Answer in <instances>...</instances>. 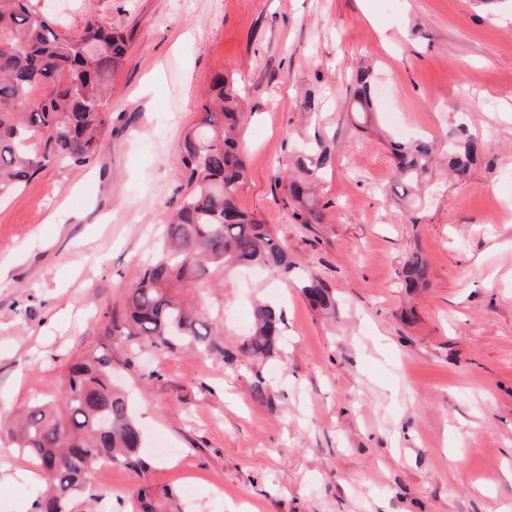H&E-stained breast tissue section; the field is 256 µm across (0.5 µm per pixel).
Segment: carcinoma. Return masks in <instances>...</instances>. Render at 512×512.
<instances>
[{
	"mask_svg": "<svg viewBox=\"0 0 512 512\" xmlns=\"http://www.w3.org/2000/svg\"><path fill=\"white\" fill-rule=\"evenodd\" d=\"M133 32L103 26L90 16L78 33L32 9L29 0H0V199L23 188L49 165L62 169L97 162L112 133V80L125 63ZM41 97L33 99L35 89ZM376 77L357 70L348 105L361 130L374 112ZM241 86L219 73L201 103L197 127L180 144L183 195L152 259L128 284L121 313L112 316L111 335L135 348L141 342L173 351L192 348L220 360L224 369L246 373L252 401L272 405L264 364L280 356L286 328L283 309L254 299L248 326L235 345H224V301L194 305L187 293L203 285L224 291L242 269H258L294 286L313 308L336 310V297L317 277H303L300 260L277 241L269 225L241 210L237 198L247 180L241 143ZM394 194L405 199L422 190L439 152L448 168L465 179L479 146L466 129L453 126L441 139L422 136L391 140ZM334 162L323 139L286 157L285 198L297 202L298 224H319L323 212L313 182ZM401 280L406 288L428 285L421 252L406 254ZM16 448L32 456L45 473L46 487L33 512H77L76 503L95 501L91 474L103 464H120L137 475L148 469L141 456L142 430L129 399L112 384V360L101 349L71 363L63 379L62 404L30 406L12 421H0ZM137 512H183L168 490L139 488Z\"/></svg>",
	"mask_w": 512,
	"mask_h": 512,
	"instance_id": "cac0c4a2",
	"label": "carcinoma"
}]
</instances>
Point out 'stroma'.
<instances>
[{"mask_svg":"<svg viewBox=\"0 0 512 512\" xmlns=\"http://www.w3.org/2000/svg\"><path fill=\"white\" fill-rule=\"evenodd\" d=\"M66 30L87 16L133 32L114 79L112 134L97 163L49 167L0 201V416L55 401L68 365L106 348L151 464L94 471L103 512H132L139 486L185 512H512V0H31ZM384 86L374 120L405 139L465 123L483 143L465 181L434 169L431 192L393 195L385 144L357 129L353 72ZM234 72L247 108L237 203L270 224L336 296V313L259 271L224 294L249 316L260 292L287 308L274 402L190 349L129 360L110 335L128 275L147 264L182 194L178 143L212 77ZM324 94L336 164L319 224L295 223L279 162L314 130L298 109ZM429 287L410 294V250ZM41 484L0 434V512ZM401 280L404 288H426L428 285V263L418 250L406 254Z\"/></svg>","mask_w":512,"mask_h":512,"instance_id":"stroma-1","label":"stroma"}]
</instances>
